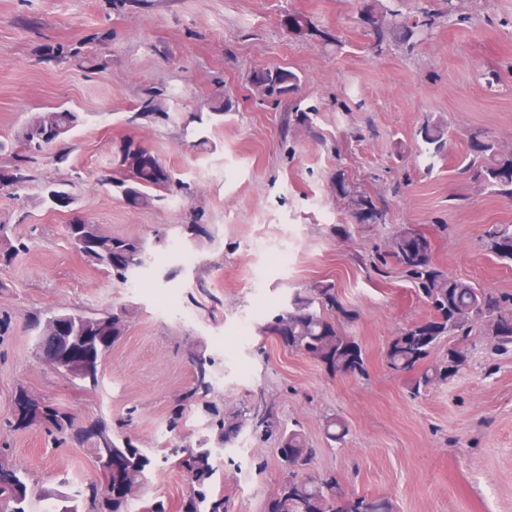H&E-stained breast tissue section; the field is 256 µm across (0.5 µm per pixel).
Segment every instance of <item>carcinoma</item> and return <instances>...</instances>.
<instances>
[{
    "instance_id": "1",
    "label": "carcinoma",
    "mask_w": 512,
    "mask_h": 512,
    "mask_svg": "<svg viewBox=\"0 0 512 512\" xmlns=\"http://www.w3.org/2000/svg\"><path fill=\"white\" fill-rule=\"evenodd\" d=\"M410 0H370L362 10L369 20L372 33V49L381 54L391 45H404L407 51L414 50L419 36L429 32L441 18L464 21L469 14L462 11V0H417L416 15L409 17L407 6ZM254 84L263 101L277 104L284 98L295 100L294 112L289 114L292 127L312 131L315 110L300 107L298 99L301 79L291 70L281 67L267 68L254 74ZM57 125L63 133L54 140L38 139L34 135L40 115L32 116L15 136V141L0 140V153L10 152L14 157L12 183L14 190L21 191L38 179L34 165L45 153L66 142L70 132L81 121V115L68 108L58 107L53 111ZM427 154L436 158L444 154L450 131L441 119L426 118L417 131ZM468 154L461 163L460 173L478 192H488L512 202V144L506 139L491 136L481 128H473L467 135ZM131 165L130 155L119 147L109 166L100 170L97 184L107 187L122 196L132 205L148 208L158 202L172 198L174 186L181 185L174 178L168 193L159 194L155 188L154 172L143 168L137 178L129 183L109 181L110 169H121ZM338 196L356 224H379L383 220V197L372 195L358 184L340 176L337 178ZM71 244L85 260L110 273L120 283L134 278L150 258L148 245L143 238L114 237L105 233L97 224H88L80 219L67 225ZM485 249L497 258L512 263V224H493L482 238ZM388 252L404 267L407 275L418 288L424 301L431 307L434 316L427 320L432 328L429 340L414 345L409 336L422 335L423 324L417 323L402 328L391 339L386 359L390 369L404 374L414 370L429 357L431 351L444 338L453 336L457 342H465L472 336L492 342L491 349L499 353L512 351V335L503 331L512 327V293L483 288L463 281L433 261V245L429 237L412 224H401L387 240ZM28 250L21 238L10 237L7 224H0V266L9 265L20 253ZM52 318L70 322L72 329L82 335L91 328L112 326V339H105L92 346L88 358L91 364L76 366L62 374L76 385L98 382L103 358L112 345L124 335L126 311L87 315L79 311H52L45 315L34 314L29 326L38 332ZM356 313L341 308L333 284L317 282L293 293L288 304L268 321L264 330L280 335L288 329L285 345L323 364L332 374H351L364 371L362 349L355 337L349 335L345 325L353 322ZM187 359L195 373V386L184 393L182 401L189 405L208 397L213 389L210 380V357L199 345L186 350ZM448 380V366L436 364L426 368L411 381V394L418 396L421 390ZM273 407L260 401L249 412H230L213 423L215 439L204 438L194 445H177L171 449L176 459L188 456L191 460L192 476L189 477L192 491L183 498L180 512H224V494L215 491L214 459L216 449L234 444L241 431L250 423L273 424ZM8 427L37 426L57 444H72L86 449L92 458L102 461L105 454L122 455L127 464L119 481L112 482L117 494L112 500L105 498L102 486L90 482L86 494L70 495L59 489H37L13 467H0V512H33L32 503L47 501L55 512H133L148 486L152 470L151 458L130 438L117 439L112 428L103 421L87 425L76 422L66 409L51 404L43 406V412L30 420L20 416L7 421ZM281 440L293 449L291 461L284 465L291 471L279 487L278 512H396L395 505L385 497L358 496L346 498L334 477L310 478L300 476L310 464L314 449L308 447L301 430L288 427L282 430Z\"/></svg>"
}]
</instances>
